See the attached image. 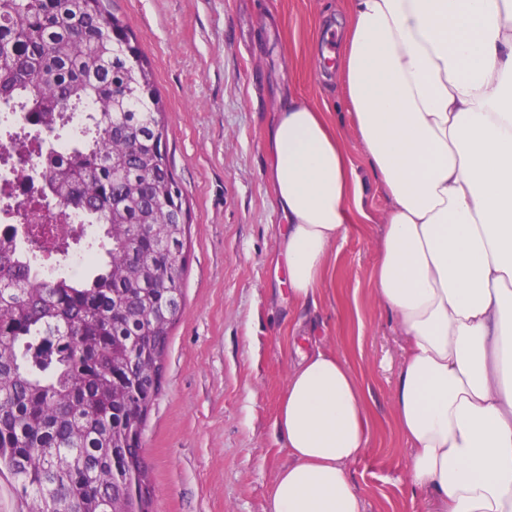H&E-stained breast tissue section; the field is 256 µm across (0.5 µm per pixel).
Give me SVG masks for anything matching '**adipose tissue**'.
<instances>
[{"instance_id": "ef3b65f1", "label": "adipose tissue", "mask_w": 512, "mask_h": 512, "mask_svg": "<svg viewBox=\"0 0 512 512\" xmlns=\"http://www.w3.org/2000/svg\"><path fill=\"white\" fill-rule=\"evenodd\" d=\"M334 61L389 207L371 286L404 338L394 417L429 512H512V0H350ZM292 300L316 304L364 182L325 112L291 96L269 133ZM267 512H365L349 465L368 391L297 349Z\"/></svg>"}]
</instances>
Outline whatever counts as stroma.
<instances>
[{"instance_id":"1","label":"stroma","mask_w":512,"mask_h":512,"mask_svg":"<svg viewBox=\"0 0 512 512\" xmlns=\"http://www.w3.org/2000/svg\"><path fill=\"white\" fill-rule=\"evenodd\" d=\"M108 3L153 70L189 215L184 310L142 433L153 512H266L288 464L275 421L295 337L340 353L370 391V443L349 467L365 512H426L394 423L402 339L369 286L388 200L340 84L314 65L347 0ZM290 93L340 129L371 216L332 251L321 297L303 309L288 297L286 224L267 178L269 129Z\"/></svg>"}]
</instances>
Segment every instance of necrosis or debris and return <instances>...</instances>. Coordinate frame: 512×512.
<instances>
[{"mask_svg":"<svg viewBox=\"0 0 512 512\" xmlns=\"http://www.w3.org/2000/svg\"><path fill=\"white\" fill-rule=\"evenodd\" d=\"M87 115L73 112L63 128L40 133L32 114L18 104L0 102V238L23 237L25 232H41L43 249L34 260L42 278L83 275L95 251L98 230L83 213L59 214L42 207L45 191V162L49 154L71 151L80 140ZM80 236L85 246L58 255L56 243L64 237Z\"/></svg>","mask_w":512,"mask_h":512,"instance_id":"obj_1","label":"necrosis or debris"}]
</instances>
